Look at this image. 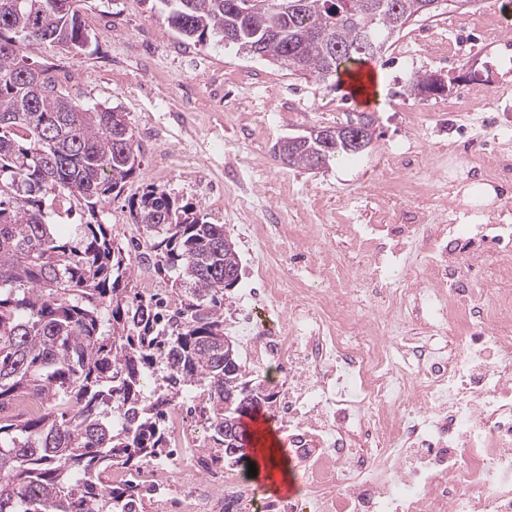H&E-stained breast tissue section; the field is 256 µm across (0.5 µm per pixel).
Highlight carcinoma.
Returning <instances> with one entry per match:
<instances>
[{
    "instance_id": "cac0c4a2",
    "label": "carcinoma",
    "mask_w": 512,
    "mask_h": 512,
    "mask_svg": "<svg viewBox=\"0 0 512 512\" xmlns=\"http://www.w3.org/2000/svg\"><path fill=\"white\" fill-rule=\"evenodd\" d=\"M81 2L0 0V512H143L136 487L108 486L103 475L156 461L169 405L197 390L214 443L242 447L224 426L238 417L225 397L261 385L247 379L237 346H224V282L240 271L224 225L151 189L130 207L143 242L112 237L99 208L140 170L132 130L21 55L29 42L82 49ZM161 2L181 36L205 44L232 33L238 50L318 81L374 59L346 53L363 29L389 40L437 11L425 0ZM352 124L324 145L299 141L288 165L318 170L356 156ZM73 197L90 216L75 243L57 222ZM144 261L170 283L177 308L131 286ZM22 397L40 408L18 409Z\"/></svg>"
}]
</instances>
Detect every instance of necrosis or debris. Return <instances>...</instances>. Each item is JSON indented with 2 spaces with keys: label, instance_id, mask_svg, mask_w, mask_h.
I'll return each mask as SVG.
<instances>
[{
  "label": "necrosis or debris",
  "instance_id": "obj_1",
  "mask_svg": "<svg viewBox=\"0 0 512 512\" xmlns=\"http://www.w3.org/2000/svg\"><path fill=\"white\" fill-rule=\"evenodd\" d=\"M412 231L370 224L357 246L378 267ZM291 236L274 242L251 226L263 260L235 314L246 366L283 375L274 413L296 461L294 494L264 501L209 460L191 425L196 397L169 410L177 453L120 479L158 512H512V251L497 263L505 287L480 289L450 280L447 245L432 247L428 287L393 281L360 318L364 289L300 288L270 264Z\"/></svg>",
  "mask_w": 512,
  "mask_h": 512
}]
</instances>
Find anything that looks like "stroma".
Listing matches in <instances>:
<instances>
[{
	"mask_svg": "<svg viewBox=\"0 0 512 512\" xmlns=\"http://www.w3.org/2000/svg\"><path fill=\"white\" fill-rule=\"evenodd\" d=\"M80 10L89 34L83 49L32 43L22 54L54 67L59 88L83 105L122 112L135 135L141 169L102 218L118 238L143 237L130 203L155 187L225 225L240 255L239 283L226 302L249 288L254 258L240 232L235 169L253 182L254 209L298 225L300 266H321L334 288L351 276L339 264L356 253L354 225L381 223L399 203L408 205L401 223L420 227L403 265L420 273L445 225H512V32L501 27L512 0H444L437 16L408 23L372 64L382 95L368 108L337 79L318 82L221 43L184 39L160 0H82ZM438 36L459 44L460 54L437 51ZM425 72L444 77L447 91L411 93L412 78ZM366 111L376 132L365 153L312 171L274 159L281 138ZM392 154L404 165L389 187L382 173ZM473 180L491 183L499 205L463 206L459 189Z\"/></svg>",
	"mask_w": 512,
	"mask_h": 512,
	"instance_id": "obj_1",
	"label": "stroma"
}]
</instances>
